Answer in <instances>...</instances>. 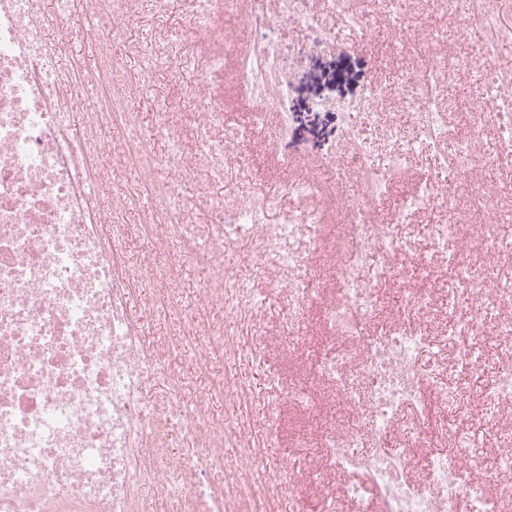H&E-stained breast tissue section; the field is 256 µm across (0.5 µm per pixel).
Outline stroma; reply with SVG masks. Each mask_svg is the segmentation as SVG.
Returning <instances> with one entry per match:
<instances>
[{
  "label": "stroma",
  "instance_id": "35a3bbf8",
  "mask_svg": "<svg viewBox=\"0 0 512 512\" xmlns=\"http://www.w3.org/2000/svg\"><path fill=\"white\" fill-rule=\"evenodd\" d=\"M366 10L374 12L375 27L368 42H360L357 32L351 30L323 0H313L323 26L335 32L338 39L350 43L352 51L335 56H310L303 60L293 78L288 97V109L295 115L292 126V144L297 152L290 165H282V141L279 137V116L276 111L256 112L242 101L231 80V75L240 56L251 45L250 29L237 19L238 7L222 12L223 36L213 46L188 47L191 18L196 10L195 0H115L116 8L128 10L136 15L133 24L112 40L110 58L92 52V44L99 38L101 29L95 19H88L71 27L55 45V58L62 67H69L74 60H81L88 71L111 70L113 80L125 82L150 67L151 89L148 93L129 90L125 102L127 112L133 114L135 123L131 135L147 140L152 146L155 164L153 176L157 182H166L170 177L164 157L169 142L158 133L166 127L179 137V147L185 157H193L197 151V139L191 127L194 107L189 93L202 70L209 66L212 52L224 56V73L215 85L223 109V119L210 130L214 141L223 143L227 155L241 165L239 175L231 184L211 183L204 173L184 178L178 186L180 197L188 203L192 223L207 222V207L210 202L220 201L233 207L250 195L268 200L270 222H277L279 215L298 211V199L288 194V181L313 174L320 179L324 196L318 199L319 208L327 215L322 223L308 225L306 235L317 243L316 249L306 255L304 267L314 283L327 290L335 287L337 275L328 262L331 250L342 248L344 224L350 223L348 214L329 208V200L336 193L358 198L362 185L358 176L346 165H339V178L326 175L319 161L333 142L341 137V119L334 112H319L313 107L320 98L349 99L358 96L371 82L393 83L404 94H412L413 87L407 77L416 67V58L410 51L411 44L422 43L439 54L461 53L470 57L469 68L460 70L442 86L440 94L447 101H454L455 90H463L464 101L469 109L453 112L448 116L447 142L455 144L467 139L476 156L496 151L493 132L485 126L480 113L485 101L481 70L488 65L485 52L476 48L470 34H462L456 40L444 39L443 33L452 26L451 20H442L433 26L431 19L438 11L432 0H406L404 11L414 17L415 22L405 39L393 36V22L378 14L373 0H362ZM246 126L251 130L249 139L235 138L237 128ZM403 175L390 185L388 191L375 206L373 220L378 224L393 225L400 239L412 240L413 251L407 262L415 268L413 284L425 289L433 304L426 331L434 338L433 348L424 355V364H436L443 372L448 385L456 387L472 400L471 408L464 411L456 422L457 427L475 433L479 448L473 449L476 459L493 456L498 446V431L512 427V417L499 412L494 405L484 401V394L493 384L499 361V352L492 339L501 309L491 307L482 318L483 339L474 348L476 356L484 362L483 369L474 377L463 380L457 375L453 364V347L442 340L448 320V281L451 270L444 257L433 255L426 240L427 222L423 215H416L409 224L398 223V212L414 186L428 179H435L438 192L454 190L457 206L453 221L463 235L475 237L484 230L488 221L498 224L512 223V191L500 188L487 189L491 200L489 210L472 211L467 204L468 193L481 186L479 170H472L468 178L448 184L436 179L435 170L428 161L410 153H403ZM160 203L154 198L140 199L117 220L112 235L113 243L125 266L135 269H150L164 257L175 256V241L162 239L146 232V224L152 223L159 212ZM208 272L202 268L187 269L171 286L179 305L175 308L154 307L150 304V291L137 290L130 297L129 305L138 316L149 338L162 339L180 333L186 326L185 314L190 311L197 288L203 286ZM283 270L270 268L267 279L255 282L257 304L253 316L242 321L235 336L244 350L234 364L220 361L210 373L202 374L191 365L187 351L170 348L163 356L180 375L186 396H193L208 386L212 379L224 377L228 367H235L237 374L247 385L249 401L242 411L226 412L223 396H216L213 413L222 419L225 427L236 429L240 434L260 445L258 454L267 465L285 459L300 461L305 469L318 468L322 448L320 435L324 427H339L349 421L350 416L342 401L333 399V392H345L355 388L359 380L349 375L336 385L322 381L319 373V358L332 334L325 325L319 301H310L298 327L293 333L285 331V314L288 310L286 294L275 293L271 281L283 278ZM267 336H280L284 347L266 346L262 340ZM278 374L284 383L307 389L311 396L310 408L303 409L282 403L276 413L277 428L273 437H266L267 403L275 395L269 388V374Z\"/></svg>",
  "mask_w": 512,
  "mask_h": 512
}]
</instances>
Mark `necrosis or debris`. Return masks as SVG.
Listing matches in <instances>:
<instances>
[{
	"mask_svg": "<svg viewBox=\"0 0 512 512\" xmlns=\"http://www.w3.org/2000/svg\"><path fill=\"white\" fill-rule=\"evenodd\" d=\"M312 0H282L271 14L266 0H247L240 18L253 33L250 51L237 72L257 110L281 107L292 75L286 61L313 53L336 54L343 45L320 24ZM448 18L482 34L488 49L512 40V0H443ZM97 14L109 33L97 50L109 56L111 33L123 30L130 14L112 9V0H60L57 11H42L37 0H0V512H143L142 487L166 497L172 512H263L266 498L302 484L305 472L282 464L268 469L250 447L215 419V395L234 412L248 400L236 375L213 381L189 406H182L181 379L144 333L129 308L133 287L157 289V301L169 303L159 281L175 278L184 265L203 267L209 277L195 298L189 317L193 330L172 344L192 351L198 372H209L215 360L235 357L238 350L223 326L200 320L199 314L223 307L227 317L251 315L255 295L235 265L244 259L253 276L268 267L288 269L278 283L293 301L286 316L294 326L308 301L309 280L302 275V256L310 249L304 222L316 221L315 211L300 212L284 224H266V204L249 199L232 208L215 203L205 236L187 220L175 180L192 167L223 180L234 167L224 148L209 136L222 111L215 106L210 78L200 77L192 89L202 109L194 113L197 161L188 164L178 146H171L167 164L174 178L157 184L150 146L129 142L125 158L142 169L141 182L128 195L103 199L95 187L110 172L94 166L90 146L107 152L131 121L122 103L125 87L110 77L99 79L96 102L85 117L81 139L71 137L68 112L72 97L85 79L78 71L59 69L45 38L49 29L63 30L77 13ZM305 29L298 47L282 43L277 18ZM467 57L448 58L421 53L410 76L414 95L400 109L414 117L425 136L408 140L415 152L437 151L440 168L462 173L475 167L469 146L454 155L439 152L446 115L437 90L451 71L469 66ZM490 104L487 115L500 145V156L512 155V71L495 66L484 74ZM386 88L369 85L357 99L317 100L320 110L342 116V134L353 152L348 166L367 181V192L351 200L332 201L351 217L346 225L348 253L340 257L336 294L322 300V315L334 336L321 356V371L330 381L356 372L362 389L348 392L344 402L355 416L342 430L327 429L323 460L332 473H358L364 483L349 482L342 496L352 512H367L366 489L376 494L379 512H500L512 484H501L512 472V453L496 456L492 470L457 466L448 456H431L422 481L410 475L412 447L430 446L452 436L453 452L476 447L468 431L450 430L447 420H431L432 404L457 414L465 410L461 391L449 388L441 373L423 371L420 359L432 344L419 330L398 326L380 336L365 333L386 284L381 267L401 263L392 228L370 220V206L387 188L390 170L376 166L377 142L366 135L380 110ZM159 197L161 213L151 234L173 238L183 246L179 258L162 269L132 270L119 265L105 224L119 218L132 199ZM413 207L440 211L434 225L440 249L449 250L455 276L449 294L464 290L471 301L465 314L453 315L445 332L456 346L461 377L479 366L468 337L479 329L488 305L512 307V240L489 228L479 240L459 236L450 217L455 198L436 197L421 188L409 201ZM167 382L155 402L143 394L153 379ZM184 421V439L195 456L170 455L165 427L173 413ZM403 431L407 447L394 448L389 439ZM237 449L235 458L224 451ZM220 472L223 484L210 476Z\"/></svg>",
	"mask_w": 512,
	"mask_h": 512,
	"instance_id": "1",
	"label": "necrosis or debris"
}]
</instances>
